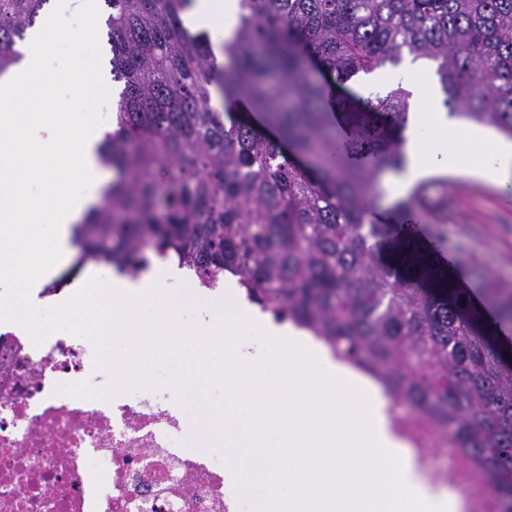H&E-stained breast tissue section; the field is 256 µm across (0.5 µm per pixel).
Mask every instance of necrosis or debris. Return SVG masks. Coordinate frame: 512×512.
I'll return each instance as SVG.
<instances>
[{
    "label": "necrosis or debris",
    "mask_w": 512,
    "mask_h": 512,
    "mask_svg": "<svg viewBox=\"0 0 512 512\" xmlns=\"http://www.w3.org/2000/svg\"><path fill=\"white\" fill-rule=\"evenodd\" d=\"M94 357L87 339L57 332L37 346L23 326L0 324V512H247L226 490L223 458L191 446L170 393H57L98 384ZM387 415L429 482L463 495L464 512H512L475 463H442L448 437L427 416L394 399Z\"/></svg>",
    "instance_id": "necrosis-or-debris-1"
}]
</instances>
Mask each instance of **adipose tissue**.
I'll list each match as a JSON object with an SVG mask.
<instances>
[{
  "label": "adipose tissue",
  "mask_w": 512,
  "mask_h": 512,
  "mask_svg": "<svg viewBox=\"0 0 512 512\" xmlns=\"http://www.w3.org/2000/svg\"><path fill=\"white\" fill-rule=\"evenodd\" d=\"M93 0H49L42 18L30 29L21 61L0 74V320L12 322L26 291H42L58 276L74 253L72 228L99 206L110 179L98 148L102 136L80 118L82 102L102 96L108 83L97 60L75 75L70 95L50 96L52 83L46 54L63 35L67 17L89 18ZM190 28H206L223 36L236 23L234 7L224 0H193L184 14ZM437 135L430 145L411 141L409 163L393 176L388 190L408 189L431 175H466L500 187L512 184V145L489 147L482 162L465 164L454 144V122L445 113L431 114ZM22 129L62 132L69 145L60 157L56 142L33 147L19 137ZM43 183L41 195H29V177ZM49 258H42L43 247Z\"/></svg>",
  "instance_id": "adipose-tissue-1"
}]
</instances>
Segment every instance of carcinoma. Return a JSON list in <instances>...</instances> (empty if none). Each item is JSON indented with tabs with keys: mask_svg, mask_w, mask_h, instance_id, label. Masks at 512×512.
Wrapping results in <instances>:
<instances>
[{
	"mask_svg": "<svg viewBox=\"0 0 512 512\" xmlns=\"http://www.w3.org/2000/svg\"><path fill=\"white\" fill-rule=\"evenodd\" d=\"M45 2L0 0V73ZM189 2L104 0L119 91L99 154L121 177L77 225L79 261L128 270L150 246L205 280L233 272L447 429L512 497V284L473 295L428 245L445 239L416 191L394 206L401 223L374 218L382 175L407 165L411 93L350 113L337 153L334 104L311 77L426 58L450 114L512 138V0H238L222 68L209 34L185 26ZM213 86L262 113L294 158L216 111Z\"/></svg>",
	"mask_w": 512,
	"mask_h": 512,
	"instance_id": "carcinoma-1",
	"label": "carcinoma"
}]
</instances>
